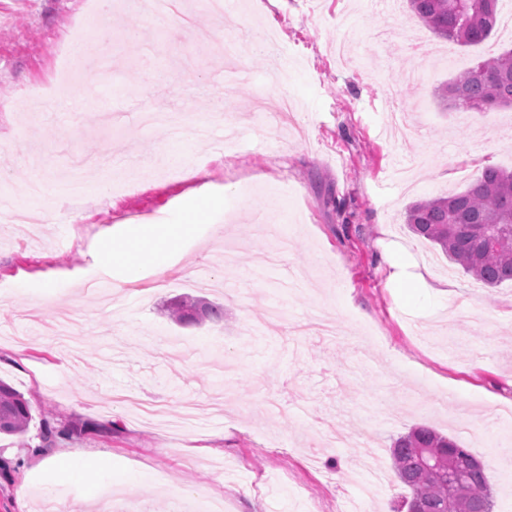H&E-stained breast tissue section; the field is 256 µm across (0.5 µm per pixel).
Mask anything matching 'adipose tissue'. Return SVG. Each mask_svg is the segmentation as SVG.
Returning <instances> with one entry per match:
<instances>
[{"label": "adipose tissue", "instance_id": "1", "mask_svg": "<svg viewBox=\"0 0 512 512\" xmlns=\"http://www.w3.org/2000/svg\"><path fill=\"white\" fill-rule=\"evenodd\" d=\"M188 226L170 224L157 229L150 224L131 225L129 238L121 246L103 241L102 255L120 271L123 282L136 281L144 269L160 271L169 267L172 256L181 248Z\"/></svg>", "mask_w": 512, "mask_h": 512}]
</instances>
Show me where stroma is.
I'll return each instance as SVG.
<instances>
[{"mask_svg":"<svg viewBox=\"0 0 512 512\" xmlns=\"http://www.w3.org/2000/svg\"><path fill=\"white\" fill-rule=\"evenodd\" d=\"M89 2L0 0V194L19 203L30 181L55 184L74 153L131 159L139 184L114 194L102 170L85 169L83 206L49 193L25 240L0 211V379L46 410L23 437L0 436V512H336L355 496L364 512H397L409 491L391 448L421 425L481 460L493 512H512V466L498 459L512 447V282H476L405 223L412 203L464 190L474 156L512 169V107L481 115L441 97L456 74L511 49L512 30L500 21L462 46L405 0H252L246 15L238 0L220 15L195 5V28L232 41L242 72L219 98L223 52L192 45L176 19L110 0L113 37L77 64L126 94L78 109L49 82L56 44L87 21ZM271 32L279 50L265 48ZM414 37L417 56L405 50ZM388 87L412 107L415 135L384 133ZM284 94L300 104L303 133L256 109ZM146 108L220 136L236 129L244 147L227 153L185 133L189 167L204 172L187 178L161 161L168 129L137 124ZM200 184L224 200L223 237L190 229L168 270L115 279L96 255L101 235L185 223L181 201ZM391 252L404 256L403 278ZM187 265L208 277L184 275ZM23 278L67 290L37 309L16 288ZM92 279L101 291L88 290ZM180 296L222 304L223 322L176 325L165 305ZM272 301L284 314L276 326L262 322ZM325 418L372 437L328 447ZM46 425L89 470L109 454V503L38 468L30 450Z\"/></svg>","mask_w":512,"mask_h":512,"instance_id":"35a3bbf8","label":"stroma"}]
</instances>
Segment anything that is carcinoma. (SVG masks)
Listing matches in <instances>:
<instances>
[{
  "label": "carcinoma",
  "instance_id": "cac0c4a2",
  "mask_svg": "<svg viewBox=\"0 0 512 512\" xmlns=\"http://www.w3.org/2000/svg\"><path fill=\"white\" fill-rule=\"evenodd\" d=\"M499 0H408V7L438 36L468 46L487 40ZM442 95L466 112L512 106V50L478 61L443 88ZM417 236L440 248L465 274L494 288L512 281V171L484 168L456 194L417 201L406 212ZM182 324L224 320V306L187 298L170 307ZM33 419L22 393L0 381V434L23 436ZM394 468L409 489L407 512H448V484H461L467 512H492L484 467L457 442L418 426L393 446Z\"/></svg>",
  "mask_w": 512,
  "mask_h": 512
}]
</instances>
